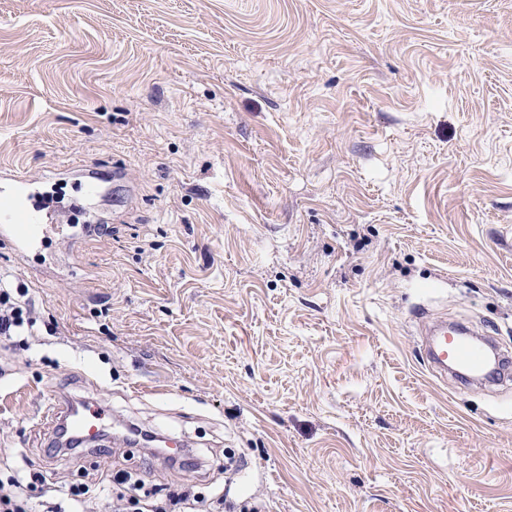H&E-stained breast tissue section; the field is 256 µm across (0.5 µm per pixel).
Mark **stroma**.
I'll list each match as a JSON object with an SVG mask.
<instances>
[{
	"label": "stroma",
	"instance_id": "stroma-1",
	"mask_svg": "<svg viewBox=\"0 0 512 512\" xmlns=\"http://www.w3.org/2000/svg\"><path fill=\"white\" fill-rule=\"evenodd\" d=\"M5 171L72 227L0 238L38 329L0 342V483L37 512H112L122 471L223 512H512V378L420 346L445 316L512 356V0H0ZM84 401L185 465L48 457Z\"/></svg>",
	"mask_w": 512,
	"mask_h": 512
}]
</instances>
